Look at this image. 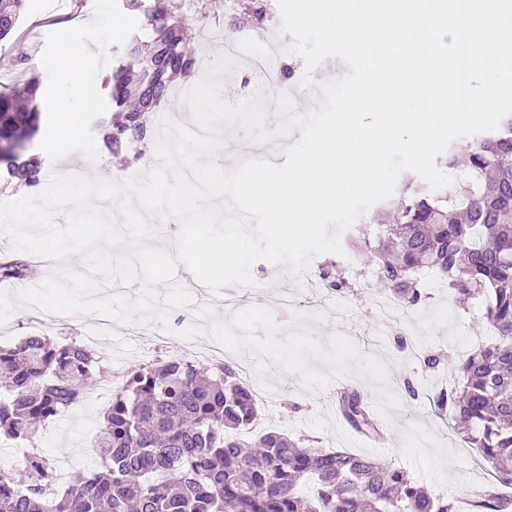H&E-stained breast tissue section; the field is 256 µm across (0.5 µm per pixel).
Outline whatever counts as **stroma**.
Returning a JSON list of instances; mask_svg holds the SVG:
<instances>
[{"label": "stroma", "mask_w": 512, "mask_h": 512, "mask_svg": "<svg viewBox=\"0 0 512 512\" xmlns=\"http://www.w3.org/2000/svg\"><path fill=\"white\" fill-rule=\"evenodd\" d=\"M49 0H30L17 32L0 41V85L36 77L41 96L39 144L40 180L33 185L0 171V202L43 190L53 171L77 166L84 175L101 180H124L159 166L152 144H135L113 153L106 141L109 115L104 108L112 85V49L141 30L142 11L126 0H100L98 11L83 0H67L61 13L48 10ZM71 51L81 57L78 78L93 97L83 114L80 134L60 140L51 136V118L58 108L70 106L71 85L57 69V57ZM326 269L344 281L341 307L323 315L284 306L282 295L303 299L307 292L286 275L284 265L262 261L251 268L257 290L237 296V334L227 331L222 309L201 298L182 306L200 326L198 341L223 337L224 359L238 362L259 358L263 373L277 391L265 408L266 424L308 440L311 447L344 450L389 462L405 470L432 494L457 499L484 482L476 449L450 428L429 404L428 392L447 387L450 374L443 353L466 354L489 342L483 312L475 302L458 303L442 283L431 284L428 297L414 306L409 325L386 327L375 302L381 296L375 266L368 257L345 262L340 255L315 256L308 267ZM98 322L94 315H73L63 323L32 322L30 310L16 308L0 326V346H11L37 334L56 341H81ZM128 323L111 322L100 347L103 379L117 384L130 372L151 363V346L139 342ZM413 392H406L405 382ZM367 395L387 440H371L353 429L336 409V397L347 387ZM105 403L78 406L40 428L33 445L55 462L56 486L75 474L99 468L95 452Z\"/></svg>", "instance_id": "35a3bbf8"}]
</instances>
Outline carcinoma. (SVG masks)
Here are the masks:
<instances>
[{
	"mask_svg": "<svg viewBox=\"0 0 512 512\" xmlns=\"http://www.w3.org/2000/svg\"><path fill=\"white\" fill-rule=\"evenodd\" d=\"M27 0H0V40L9 37ZM186 0H156L142 32L112 48V148L153 138L152 113L169 102L175 79L196 74L184 48ZM266 0H241L225 16L228 31L265 30ZM39 83L0 93V166L32 185L39 163L26 157L40 126ZM464 184L432 190L406 180L394 223L364 238L378 259L383 291L413 307L427 296L431 273L464 299H481L492 339L448 359L455 378L432 397L439 412L468 424L488 483L477 512H512V115L469 145ZM29 264L0 263L1 279ZM98 352L75 341L27 336L0 347V438L33 441L39 428L85 399L95 385ZM360 432L381 429L354 390L341 407ZM259 414L234 365L181 357L128 374L112 393L98 434L103 470L60 489L48 459L30 457L21 472L0 476V512H456L400 468L344 451L301 445L271 429L243 438Z\"/></svg>",
	"mask_w": 512,
	"mask_h": 512,
	"instance_id": "carcinoma-1",
	"label": "carcinoma"
}]
</instances>
